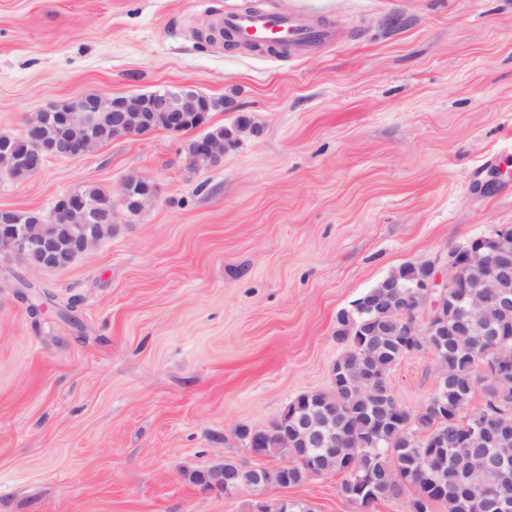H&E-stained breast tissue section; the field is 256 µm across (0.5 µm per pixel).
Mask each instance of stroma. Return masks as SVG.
Wrapping results in <instances>:
<instances>
[{
	"mask_svg": "<svg viewBox=\"0 0 512 512\" xmlns=\"http://www.w3.org/2000/svg\"><path fill=\"white\" fill-rule=\"evenodd\" d=\"M249 7L338 38L285 56L206 42ZM182 85L233 102L210 125L245 113L255 132L206 167L159 130L0 175V209L21 213L87 185L157 188L67 267L0 259V512H252L192 477L283 464L237 431L329 390L338 312L512 225V0H0V135L78 95ZM437 379L423 350L390 384L417 413ZM340 480L270 496L358 512Z\"/></svg>",
	"mask_w": 512,
	"mask_h": 512,
	"instance_id": "1",
	"label": "stroma"
}]
</instances>
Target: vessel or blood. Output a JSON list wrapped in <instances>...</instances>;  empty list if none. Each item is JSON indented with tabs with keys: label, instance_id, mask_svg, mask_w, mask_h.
<instances>
[{
	"label": "vessel or blood",
	"instance_id": "b4317fda",
	"mask_svg": "<svg viewBox=\"0 0 512 512\" xmlns=\"http://www.w3.org/2000/svg\"><path fill=\"white\" fill-rule=\"evenodd\" d=\"M213 26L242 43L278 40L304 52L333 41L336 35L333 27L318 23L300 12L241 11L216 17Z\"/></svg>",
	"mask_w": 512,
	"mask_h": 512
}]
</instances>
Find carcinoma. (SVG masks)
<instances>
[{"instance_id":"obj_1","label":"carcinoma","mask_w":512,"mask_h":512,"mask_svg":"<svg viewBox=\"0 0 512 512\" xmlns=\"http://www.w3.org/2000/svg\"><path fill=\"white\" fill-rule=\"evenodd\" d=\"M247 115L237 117L230 127L217 126L215 131L224 135L229 142L237 141V130L251 127ZM60 132L53 121L40 126L25 128L19 137L11 138L14 149L22 152L42 137H53ZM84 142V152L89 153L100 145L114 139L112 128L103 127L79 134ZM53 234L61 244H66L86 232L82 224H57ZM407 285L414 284L422 275L416 263L401 266L395 271ZM498 276L492 275L482 281L467 282L462 292L468 295L494 293ZM384 292L373 288L353 303L349 310H342L336 316V341L343 350L336 364L345 368L344 378L332 381L326 392H309L291 401L292 408L306 409L314 414L318 403L328 398L336 400L340 408V419L336 428H348L357 436V446L339 448L336 456H324L322 466L328 472L342 475L340 495L363 510L360 495V480H366L376 473L377 482L369 488L373 502L396 499L405 488L411 486L415 496L408 502V512H431V506L441 504L445 512H478L469 498L459 492L461 482L473 487V494L482 495L486 487L494 485L497 477L480 467V460L486 456H497L512 460V438L496 447L476 439L471 440L464 432L472 420L480 415L495 414L498 419L509 420L512 412V392H500L493 374L484 369L490 360L512 362V326L499 336H482L464 318L453 301H448V314L444 326L448 330V347L434 352L439 379L437 387L427 403L425 411L413 414L406 412L395 426V431L385 436L373 447L365 433L374 430L371 413L382 417L389 408L384 403L372 404L371 398L390 390V375L406 356L418 352L410 336L392 334L388 327L397 321L394 313L382 306L373 312H366L367 304ZM470 334L469 340L474 352L466 353L455 349L459 334ZM372 366L367 374L366 366ZM484 386L485 402L480 407H471L478 386ZM395 450L402 469H410L416 476L405 482L394 479L381 469V462ZM224 471L234 475L235 483L249 487L254 482V472L240 468L235 461L225 460Z\"/></svg>"}]
</instances>
